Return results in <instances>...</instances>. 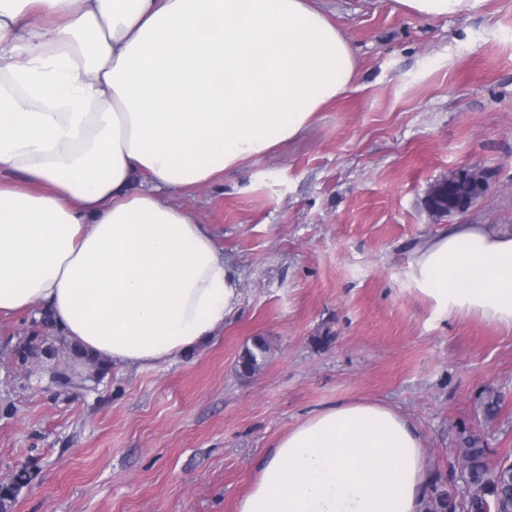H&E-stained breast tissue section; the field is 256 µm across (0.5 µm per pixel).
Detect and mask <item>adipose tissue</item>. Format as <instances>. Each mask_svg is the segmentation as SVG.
Returning <instances> with one entry per match:
<instances>
[{
	"instance_id": "obj_1",
	"label": "adipose tissue",
	"mask_w": 512,
	"mask_h": 512,
	"mask_svg": "<svg viewBox=\"0 0 512 512\" xmlns=\"http://www.w3.org/2000/svg\"><path fill=\"white\" fill-rule=\"evenodd\" d=\"M317 0H0V319L146 368L215 336L240 280L172 202L300 135L353 83ZM408 275L441 317L512 330V235L452 224ZM423 440L376 402L275 442L235 512H421Z\"/></svg>"
}]
</instances>
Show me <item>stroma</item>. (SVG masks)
Wrapping results in <instances>:
<instances>
[{
  "mask_svg": "<svg viewBox=\"0 0 512 512\" xmlns=\"http://www.w3.org/2000/svg\"><path fill=\"white\" fill-rule=\"evenodd\" d=\"M352 44L354 82L299 137L174 200L208 224L241 302L192 354L152 368L88 365L30 311L0 320V486L10 512H235L276 440L327 406L384 404L421 434L447 489L459 428L512 456V331L439 319L408 276L451 224L512 233V0L424 18L400 0H322ZM477 165L487 193L433 218L429 185ZM271 352L252 376L253 337ZM329 337L318 345V337ZM57 357L21 361L30 341ZM501 392L494 421L481 399ZM268 350L267 343L263 337H254L251 346L246 345L238 361L242 372L246 374L257 372L263 365Z\"/></svg>",
  "mask_w": 512,
  "mask_h": 512,
  "instance_id": "stroma-1",
  "label": "stroma"
}]
</instances>
